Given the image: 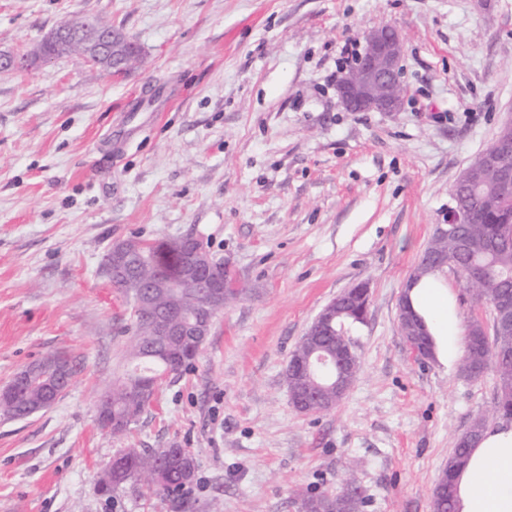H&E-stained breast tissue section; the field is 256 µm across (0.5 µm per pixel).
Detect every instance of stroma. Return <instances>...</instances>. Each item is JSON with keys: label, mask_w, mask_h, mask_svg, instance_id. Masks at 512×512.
I'll list each match as a JSON object with an SVG mask.
<instances>
[{"label": "stroma", "mask_w": 512, "mask_h": 512, "mask_svg": "<svg viewBox=\"0 0 512 512\" xmlns=\"http://www.w3.org/2000/svg\"><path fill=\"white\" fill-rule=\"evenodd\" d=\"M80 15L142 64L0 73V389L51 354L74 367L51 407L0 416V512H155L98 490L127 448L194 454L189 512H297L299 490L341 493L351 472L364 512H433L457 437L498 422L496 377L417 359L398 308L451 187L512 119V0H0V53ZM382 25L405 42L403 106L345 111L343 48ZM188 233L244 294L111 434L98 402L128 370L135 316L103 258ZM364 281L357 380L335 410L297 412L291 351Z\"/></svg>", "instance_id": "1"}]
</instances>
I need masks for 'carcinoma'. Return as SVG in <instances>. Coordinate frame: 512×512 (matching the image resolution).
<instances>
[{
    "instance_id": "cac0c4a2",
    "label": "carcinoma",
    "mask_w": 512,
    "mask_h": 512,
    "mask_svg": "<svg viewBox=\"0 0 512 512\" xmlns=\"http://www.w3.org/2000/svg\"><path fill=\"white\" fill-rule=\"evenodd\" d=\"M85 21L86 18L81 17L64 22V26L75 29L78 38L59 43L60 55H80L93 40L85 29ZM479 193L480 196L473 197L462 185H455L451 189L456 203L480 212L478 223L465 224L460 228V233L468 238V251L458 253L454 236L433 237L426 251L446 256L448 263L466 281L470 273L479 274L483 285L468 288L470 299L474 304H487L495 309L504 295L512 296V223L507 222L512 213V190H504L495 178L486 175L479 185ZM123 244L139 247L138 258L144 271L148 274L161 272L172 287L148 308L140 304L142 289L137 284L120 286L121 291L134 299L136 319L130 349L131 369L122 381L113 385L98 405L100 426L114 434L127 431L144 414L153 400L155 383L159 378L184 367V364L163 357L152 349V345L160 340L155 329L158 310L174 306L190 317L206 310L212 318L224 311V307L215 303L206 307L203 290L187 280L178 240L151 243L128 239ZM340 297L342 301L336 307L332 331L313 339L302 336L291 357L302 356L313 362L322 351L336 354V332L356 323L352 313L369 306V289L358 284L341 293ZM400 330L406 343L417 353L422 354L431 348L432 340L424 321L413 311H408L407 320L400 325ZM486 334L483 323L476 319L470 321L466 329L464 352L469 366L467 377L479 379L489 371L498 380L505 375L512 377V358H493L486 350ZM57 374L54 355L28 365L3 389L6 397L0 398V415L20 419L47 408L43 403L44 391L47 384L54 382ZM284 378L288 390L295 396H302L321 383L316 374L300 377L292 373L288 366L285 367ZM469 443L468 439H458L453 453L448 457V467L443 469L433 492V512H453V479L466 463ZM115 461L116 468L106 486L107 491L141 484L161 503L177 502L179 507H184L179 492L193 482L195 473L185 471L181 461L164 453V449L129 448L116 456ZM364 503L365 499L360 494L349 497L306 490L296 495L298 512H360Z\"/></svg>"
}]
</instances>
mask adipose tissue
Instances as JSON below:
<instances>
[{"label": "adipose tissue", "mask_w": 512, "mask_h": 512, "mask_svg": "<svg viewBox=\"0 0 512 512\" xmlns=\"http://www.w3.org/2000/svg\"><path fill=\"white\" fill-rule=\"evenodd\" d=\"M412 308L426 322L435 353L453 365L464 352V334L455 300L438 277L410 288ZM455 512H512V421L487 428L468 451L454 481Z\"/></svg>", "instance_id": "obj_1"}]
</instances>
